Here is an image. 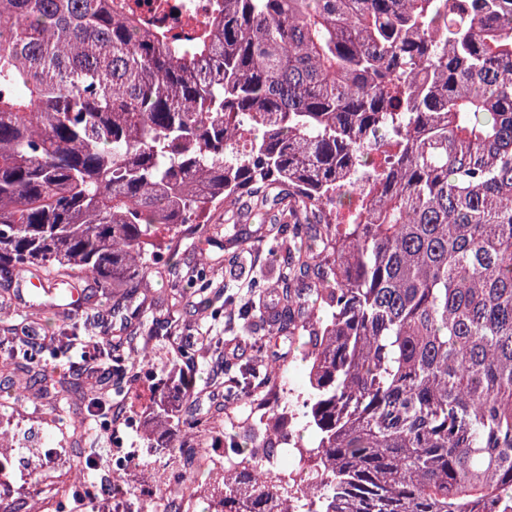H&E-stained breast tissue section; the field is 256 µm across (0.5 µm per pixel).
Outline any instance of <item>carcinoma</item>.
<instances>
[{"instance_id":"carcinoma-1","label":"carcinoma","mask_w":512,"mask_h":512,"mask_svg":"<svg viewBox=\"0 0 512 512\" xmlns=\"http://www.w3.org/2000/svg\"><path fill=\"white\" fill-rule=\"evenodd\" d=\"M228 199L291 225L288 277L321 273L288 295L315 512H512V0H213L188 42L112 0H0V272L131 300ZM169 384L144 423L190 458L208 430ZM269 483L223 512H274Z\"/></svg>"}]
</instances>
